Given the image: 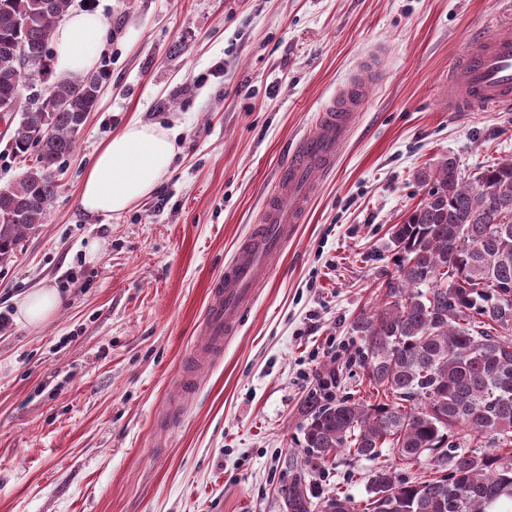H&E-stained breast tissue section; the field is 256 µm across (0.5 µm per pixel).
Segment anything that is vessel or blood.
<instances>
[{
    "label": "vessel or blood",
    "mask_w": 512,
    "mask_h": 512,
    "mask_svg": "<svg viewBox=\"0 0 512 512\" xmlns=\"http://www.w3.org/2000/svg\"><path fill=\"white\" fill-rule=\"evenodd\" d=\"M367 82L353 77L323 109L313 129L294 145L264 220L239 246V255L210 285L195 346L197 367L212 365L224 343L244 326L263 273L272 270L294 225L302 223L321 181L333 170L367 97ZM445 98L452 112H498L512 107V28L471 38L448 73Z\"/></svg>",
    "instance_id": "obj_1"
}]
</instances>
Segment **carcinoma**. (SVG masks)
I'll return each instance as SVG.
<instances>
[{
  "mask_svg": "<svg viewBox=\"0 0 512 512\" xmlns=\"http://www.w3.org/2000/svg\"><path fill=\"white\" fill-rule=\"evenodd\" d=\"M71 0H0V103L33 82L12 57L21 43L58 106L26 108L11 130L12 151L36 150L33 164L0 188V264L44 223L59 193L62 161L98 102L103 75L48 82V45ZM426 197L392 227L396 269L376 302L353 321L370 354L364 371L373 403L333 399L305 428L310 457L376 459L385 448L408 465L424 457L434 473L409 481L391 468L370 476V497L334 495L320 512H492L512 500V158L470 181L456 162L424 167ZM286 512H314L302 481Z\"/></svg>",
  "mask_w": 512,
  "mask_h": 512,
  "instance_id": "obj_1",
  "label": "carcinoma"
}]
</instances>
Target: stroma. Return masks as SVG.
<instances>
[{
    "label": "stroma",
    "instance_id": "1",
    "mask_svg": "<svg viewBox=\"0 0 512 512\" xmlns=\"http://www.w3.org/2000/svg\"><path fill=\"white\" fill-rule=\"evenodd\" d=\"M72 6L106 21V77L45 223L0 266V512H284L300 478L317 504L365 499L382 465L423 476L388 449L308 461L304 428L328 396L372 399L352 324L394 272L391 229L427 194L418 170L448 157L468 179L512 158V110L438 102L471 34L512 26V0ZM376 51L379 82L305 223L245 326L179 393L211 280L260 223L292 143ZM133 117L174 133L171 166L125 213L86 214L83 174ZM47 285L58 312L18 322L14 296Z\"/></svg>",
    "mask_w": 512,
    "mask_h": 512
}]
</instances>
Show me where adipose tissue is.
Returning a JSON list of instances; mask_svg holds the SVG:
<instances>
[{
	"label": "adipose tissue",
	"mask_w": 512,
	"mask_h": 512,
	"mask_svg": "<svg viewBox=\"0 0 512 512\" xmlns=\"http://www.w3.org/2000/svg\"><path fill=\"white\" fill-rule=\"evenodd\" d=\"M105 38L98 12L70 14L51 37L55 80L74 81L94 70ZM174 153V140L166 130L129 120L91 160L79 187V207L101 216L122 214L154 191ZM16 305L19 320L37 327L56 313L61 297L47 286L20 297Z\"/></svg>",
	"instance_id": "obj_1"
}]
</instances>
